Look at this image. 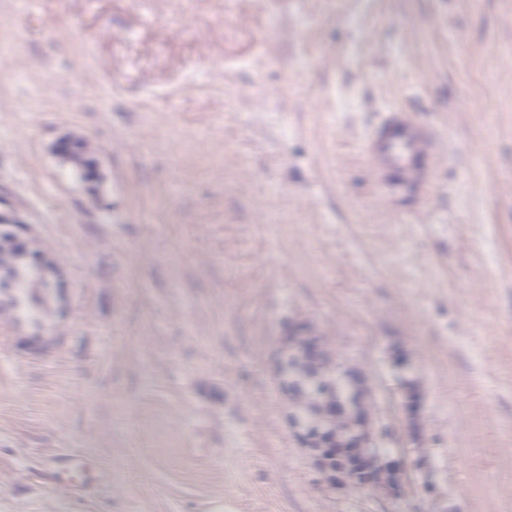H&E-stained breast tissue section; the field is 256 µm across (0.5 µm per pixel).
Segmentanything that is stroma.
<instances>
[{
	"instance_id": "stroma-1",
	"label": "stroma",
	"mask_w": 512,
	"mask_h": 512,
	"mask_svg": "<svg viewBox=\"0 0 512 512\" xmlns=\"http://www.w3.org/2000/svg\"><path fill=\"white\" fill-rule=\"evenodd\" d=\"M392 110L407 187L361 150ZM0 215L56 265L0 315V512H512V0H0ZM304 324L399 495L299 444ZM362 152L381 180L405 186L424 173L430 144L406 113L391 111L362 144ZM93 153L94 147L90 142L74 143L72 149L66 152V159L73 171L77 173L88 172Z\"/></svg>"
}]
</instances>
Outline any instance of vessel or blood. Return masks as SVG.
Here are the masks:
<instances>
[{
	"label": "vessel or blood",
	"mask_w": 512,
	"mask_h": 512,
	"mask_svg": "<svg viewBox=\"0 0 512 512\" xmlns=\"http://www.w3.org/2000/svg\"><path fill=\"white\" fill-rule=\"evenodd\" d=\"M381 179L405 185L419 178L430 157V144L406 113L389 112L362 145Z\"/></svg>",
	"instance_id": "obj_1"
}]
</instances>
